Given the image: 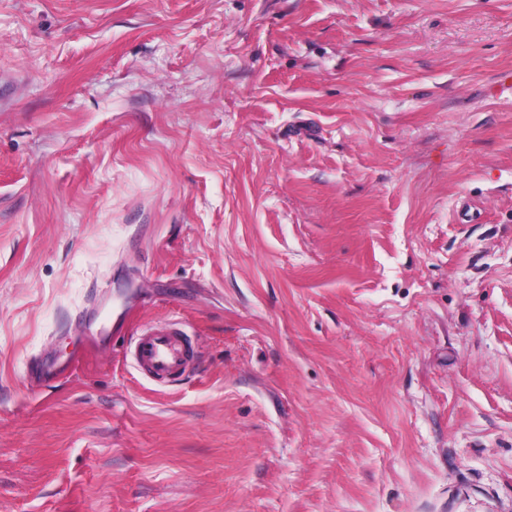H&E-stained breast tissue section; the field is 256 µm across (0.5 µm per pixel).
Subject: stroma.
<instances>
[{
  "instance_id": "1",
  "label": "stroma",
  "mask_w": 512,
  "mask_h": 512,
  "mask_svg": "<svg viewBox=\"0 0 512 512\" xmlns=\"http://www.w3.org/2000/svg\"><path fill=\"white\" fill-rule=\"evenodd\" d=\"M0 512H512V0H0ZM133 359L143 375L160 382L181 375L193 363L185 336L176 325L154 327L138 336Z\"/></svg>"
}]
</instances>
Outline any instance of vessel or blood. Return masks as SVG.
I'll return each instance as SVG.
<instances>
[{
  "label": "vessel or blood",
  "mask_w": 512,
  "mask_h": 512,
  "mask_svg": "<svg viewBox=\"0 0 512 512\" xmlns=\"http://www.w3.org/2000/svg\"><path fill=\"white\" fill-rule=\"evenodd\" d=\"M133 359L143 375L160 382L184 373L193 363L186 339L174 325L158 326L138 336Z\"/></svg>",
  "instance_id": "obj_1"
}]
</instances>
